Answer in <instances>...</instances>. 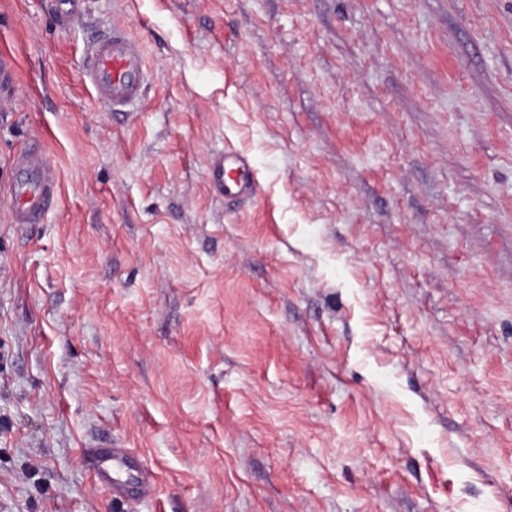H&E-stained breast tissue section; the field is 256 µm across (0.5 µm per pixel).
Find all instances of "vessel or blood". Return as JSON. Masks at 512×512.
<instances>
[{
  "label": "vessel or blood",
  "instance_id": "1",
  "mask_svg": "<svg viewBox=\"0 0 512 512\" xmlns=\"http://www.w3.org/2000/svg\"><path fill=\"white\" fill-rule=\"evenodd\" d=\"M82 82L94 98L113 113H125L145 96L148 68L140 43L122 26H112L88 41L82 51ZM11 220L16 224L42 223L54 203L57 188L41 150L32 148L13 159ZM225 200L241 202L255 193L253 163L246 156L229 152L208 173ZM84 458L96 482L113 499L137 502L151 496L156 477L138 455L111 438L99 439L84 450Z\"/></svg>",
  "mask_w": 512,
  "mask_h": 512
}]
</instances>
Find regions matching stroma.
Listing matches in <instances>:
<instances>
[{
	"label": "stroma",
	"instance_id": "1",
	"mask_svg": "<svg viewBox=\"0 0 512 512\" xmlns=\"http://www.w3.org/2000/svg\"><path fill=\"white\" fill-rule=\"evenodd\" d=\"M112 24L124 117L79 79ZM0 53V512H512V0H0ZM80 78L108 112H131L148 81L140 43L125 27L112 26L84 45ZM11 220L15 224H40L57 196V188L44 154L31 148L13 159ZM208 178L226 201L241 202L254 196L253 163L240 153H224L211 166ZM85 461L95 481L106 488L112 500L138 502L151 496L156 476L138 455L122 448L112 438H101L84 449Z\"/></svg>",
	"mask_w": 512,
	"mask_h": 512
}]
</instances>
